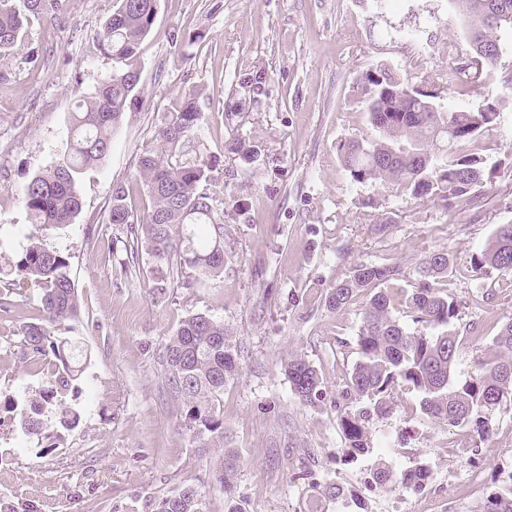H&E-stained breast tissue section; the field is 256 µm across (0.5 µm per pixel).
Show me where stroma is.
Here are the masks:
<instances>
[{
  "label": "stroma",
  "instance_id": "obj_1",
  "mask_svg": "<svg viewBox=\"0 0 512 512\" xmlns=\"http://www.w3.org/2000/svg\"><path fill=\"white\" fill-rule=\"evenodd\" d=\"M62 20L30 18L22 43L0 58V266L11 269L33 227L22 186L66 150L70 113L112 71L96 35L112 0H65ZM468 19L454 0H160L141 45L138 101L114 132L101 162L83 178L74 223L44 229L48 245L70 256L80 315L60 333L87 351L67 405L79 426L57 448L37 440L8 413L46 386L50 366L20 363L25 323L40 318V290L0 281V503L39 501L42 512H155L162 497L191 486L210 512H226L213 460L181 426L162 355L182 320L205 314L237 344L239 372L224 389V444L239 457L236 497L244 512H336L324 482L348 461L331 396L358 358L361 307L331 312L324 294L360 263L399 267L388 283L401 300L430 252L447 249L451 267L438 288L455 296L462 339L457 379L467 378L512 314V282L474 273L472 256L498 225L512 224V34L490 75L445 85L465 64ZM179 41H172V33ZM382 66L411 86L437 93L445 112L497 104L496 129L469 144L493 175L477 201L442 209L352 181L339 160L345 142L371 136L360 75ZM260 76L259 89L240 86ZM200 89L194 134L214 165L210 194L224 216V272L163 290L137 265L121 269L126 226L110 223L112 188L124 184L135 216L148 199L137 162L155 149V128L186 92ZM242 136L256 155L229 151ZM301 356L320 371L328 400L313 407L292 393L284 372ZM399 390L390 415L371 423L365 454L374 465L461 466L449 456L460 437L413 412ZM484 478L512 490V403L495 418Z\"/></svg>",
  "mask_w": 512,
  "mask_h": 512
}]
</instances>
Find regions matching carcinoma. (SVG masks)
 I'll list each match as a JSON object with an SVG mask.
<instances>
[{
  "instance_id": "1",
  "label": "carcinoma",
  "mask_w": 512,
  "mask_h": 512,
  "mask_svg": "<svg viewBox=\"0 0 512 512\" xmlns=\"http://www.w3.org/2000/svg\"><path fill=\"white\" fill-rule=\"evenodd\" d=\"M470 18L467 50L477 67L470 80L488 74L502 55L497 31L512 32V0H459ZM114 9L98 35L101 54L114 64L96 94L76 104L70 116L68 147L49 169L33 176L21 190V201L37 227L71 224L81 211L80 175L107 155L111 136L138 100L141 63L139 46L158 15L159 0H113ZM63 0H0V57L21 41L30 16L60 20ZM369 120L376 135L340 146V161L351 179L375 183L387 193L409 194L445 209L456 199L476 200L486 175V160L463 146L494 129L499 112L493 103L457 112H441L436 103L418 99L416 90L394 73L369 69L359 78ZM201 120L197 93L185 95L178 108L155 131L158 150L139 159L149 204L142 219H134L125 201L126 186L112 189L110 222L128 224L134 243L149 258L152 278L163 282L182 267L200 278L224 272V232L221 217L208 193L212 167L202 157L190 158L186 142ZM406 145L427 149L425 157L397 156ZM448 251L430 253L420 266V279L406 296V316L393 312L383 285L397 278L396 266L361 263L327 289L325 306L340 310L367 294L358 330L359 359L347 375L336 409L347 447L360 454L369 447V422L393 409L394 394L406 386L419 398L421 413L436 424L468 431L479 441L493 434V419L512 400V316L505 317L484 356L468 379L455 376L460 350L454 329L457 303L433 288L430 280L448 275ZM477 274L512 278V224H501L488 244L473 255ZM21 276L42 287L43 318L23 327L21 362L51 359L52 381L38 396L11 412L24 431L37 438L40 452L51 448L63 432L75 429L80 412L58 403L78 380L81 369L73 357L75 345L55 327L79 316L78 292L70 275L69 257L33 234L15 265ZM239 354L224 323L204 314L185 318L164 347L163 363L172 392L182 401L183 425L196 447L221 449L212 477L224 488L227 512H242L235 497L238 457L224 447V387L239 370ZM292 393L315 405L327 397L319 371L303 357L284 365ZM158 512H208L202 494L184 487L163 497ZM484 512H512V496L487 497Z\"/></svg>"
}]
</instances>
